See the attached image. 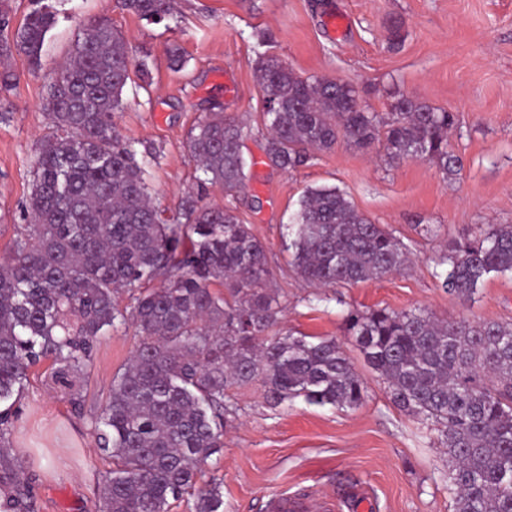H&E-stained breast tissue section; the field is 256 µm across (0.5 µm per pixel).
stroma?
I'll list each match as a JSON object with an SVG mask.
<instances>
[{
  "label": "stroma",
  "mask_w": 512,
  "mask_h": 512,
  "mask_svg": "<svg viewBox=\"0 0 512 512\" xmlns=\"http://www.w3.org/2000/svg\"><path fill=\"white\" fill-rule=\"evenodd\" d=\"M57 22L40 65L16 55L15 86L0 91V257L30 222L25 204L39 145L53 132L44 108L57 66L90 22L110 18L134 60H147V87L129 83L115 117L120 138L136 149L160 147L145 165L157 206L178 211L196 192L197 171L185 144L205 113L220 109L244 132L246 186L212 202L234 209L265 246L281 295L280 329L333 337L367 387L356 410L297 399L269 406L261 383L230 393L235 412L224 422V446L203 481L218 480L224 512H271L275 496L305 500L306 512H357L369 493L373 512H453L448 457L436 432L397 407L346 330L358 308H426L439 317L512 323V275L487 279L472 300L448 293L433 271L436 258L494 224H512V0H177L173 20L159 24L121 11L115 0H46ZM348 17L344 33L326 18ZM179 47L181 70L169 64ZM274 57L305 77L352 83L364 109L388 113L401 96L455 115L448 149L460 157L444 176L426 159L386 161L381 145L359 149L338 140L306 165L285 171L267 159L258 67ZM338 187L355 208L402 242L404 270L344 288H316L287 264L283 237L303 192ZM133 327L101 337L81 380V411L55 381L50 361L31 368L12 399L10 446L32 481L39 512H97L103 464L90 421L112 379L135 349ZM53 475L42 478L41 461Z\"/></svg>",
  "instance_id": "obj_1"
}]
</instances>
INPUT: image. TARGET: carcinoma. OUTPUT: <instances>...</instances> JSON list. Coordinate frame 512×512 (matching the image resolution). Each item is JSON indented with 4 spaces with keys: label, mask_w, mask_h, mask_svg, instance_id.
Instances as JSON below:
<instances>
[{
    "label": "carcinoma",
    "mask_w": 512,
    "mask_h": 512,
    "mask_svg": "<svg viewBox=\"0 0 512 512\" xmlns=\"http://www.w3.org/2000/svg\"><path fill=\"white\" fill-rule=\"evenodd\" d=\"M13 39L0 0V60L40 61L56 13L34 0ZM159 24L173 0H117ZM133 59L108 19L87 26L46 97L55 134L35 160L32 224L0 260V405L32 367L82 374L99 337L132 322L138 342L112 380L90 435L113 467L100 474V512H169L196 497L197 512H223L213 482L197 484L222 447L228 391L261 378L266 402L298 398L359 408L364 380L334 338L276 332L283 306L271 288L266 250L233 210L208 201L209 188L243 190L239 128L208 112L187 141L204 174L196 195L165 216L153 202L138 151L116 132ZM265 152L272 165L307 164L343 138L359 148L383 140L388 161L427 158L445 175L453 113L401 97L382 116L355 106L342 79L310 80L275 58L261 61ZM290 264L305 280L338 288L403 269L407 253L383 225L335 186L309 188L285 226ZM435 276L461 299L492 275L512 273V225H492L456 243ZM160 281L156 288L150 283ZM221 285L224 292L214 290ZM129 294L122 309L115 299ZM365 360L392 402L435 427L448 454L455 512H512V324L447 320L426 310H350L345 316ZM10 407L0 408V512H37L33 488L9 452Z\"/></svg>",
    "instance_id": "1"
}]
</instances>
